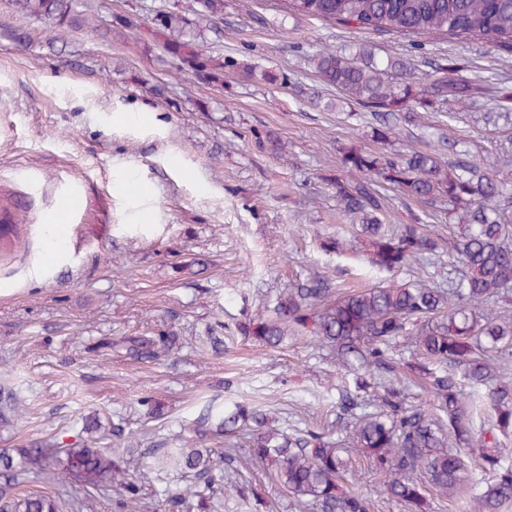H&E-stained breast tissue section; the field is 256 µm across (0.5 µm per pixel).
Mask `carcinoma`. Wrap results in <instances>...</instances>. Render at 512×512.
<instances>
[{
	"mask_svg": "<svg viewBox=\"0 0 512 512\" xmlns=\"http://www.w3.org/2000/svg\"><path fill=\"white\" fill-rule=\"evenodd\" d=\"M22 14L49 26L54 45L70 29L94 28L102 36L138 43L129 18L96 24L74 0H8ZM285 9L338 23H355L376 33L422 35L445 33L477 37L491 47L512 48V0H280ZM196 20L166 10L146 28L153 45L216 91L224 90L227 72L252 75V69L207 50L200 30L224 15V0H197ZM321 83L370 110L373 133L385 142L397 126L448 99L473 98L481 84L459 78L455 68L411 77L401 60L384 67L345 52L313 55ZM340 166L345 175L332 182L344 214L359 218L362 253L378 272H410L448 252V283L421 279L389 281L360 291L340 293L317 272L279 299L271 316L246 323L241 331L267 347L289 336L312 339L336 349L343 378L341 408L351 422L334 431L286 433L269 426L260 410L245 403L220 411L216 431L224 449L183 448L168 452L149 448L145 456L180 472L188 483L164 491L178 512H206L215 491L243 493L242 474L228 470L241 448L249 464L266 471L275 485L299 505L315 512H370L371 500L340 487L351 470L353 454H363L384 475L388 497L408 512H427L422 481L445 497H469V512H502L512 503V461L501 438L512 433V386L498 372L512 366V188L498 178L496 163L463 154L443 161L432 151L396 157L345 147ZM388 184L425 203L448 201L460 215L459 235L446 245L437 231L419 224H383L385 210L377 190ZM410 357H396L401 344ZM120 347L141 359L170 352L175 337L128 336L118 342L99 340L92 352ZM429 384L432 400L409 401L406 380ZM17 391L0 390V417L21 412ZM59 437L25 455L45 462L43 479H75L78 489L60 498L46 494L19 497L14 486L28 471L0 452V512H83L96 496L113 500L117 512H140L141 485L133 466L135 444L96 447ZM490 471H472L471 458Z\"/></svg>",
	"mask_w": 512,
	"mask_h": 512,
	"instance_id": "cac0c4a2",
	"label": "carcinoma"
}]
</instances>
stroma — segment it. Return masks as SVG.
I'll return each mask as SVG.
<instances>
[{
    "label": "stroma",
    "mask_w": 512,
    "mask_h": 512,
    "mask_svg": "<svg viewBox=\"0 0 512 512\" xmlns=\"http://www.w3.org/2000/svg\"><path fill=\"white\" fill-rule=\"evenodd\" d=\"M102 19L149 22L194 0H80ZM23 30L26 45L10 33ZM214 53L276 71L281 84L235 77L215 92L179 74L159 49L139 51L96 33L47 43L43 21L0 0V201L29 199V224L0 249V387L20 389L25 411L0 424V449L18 453L59 428L95 418L92 440L149 428L165 448L185 445L183 427L207 409L245 400L275 427L323 431L342 410L335 356L306 339L270 348L245 338L242 323L266 316L284 292L319 272L349 289L373 274L355 253L328 255L320 241L348 236L331 179L339 148L396 155L451 142L471 157H512V50L439 33L375 34L275 8L272 0H224V18L205 30ZM366 47L399 58L414 75L455 67L484 81L473 102H448L403 126L388 144L372 135L368 110L324 86L310 60L322 49ZM274 133L284 149H261ZM69 193L80 216L71 243L49 241L55 196ZM383 221L458 233L447 205L430 206L392 187ZM151 221H143V211ZM223 325L224 349L204 341ZM178 336V352L152 361L101 337ZM164 420L149 418L143 394ZM345 488L371 499V512H408L388 498L365 457Z\"/></svg>",
    "instance_id": "stroma-1"
}]
</instances>
